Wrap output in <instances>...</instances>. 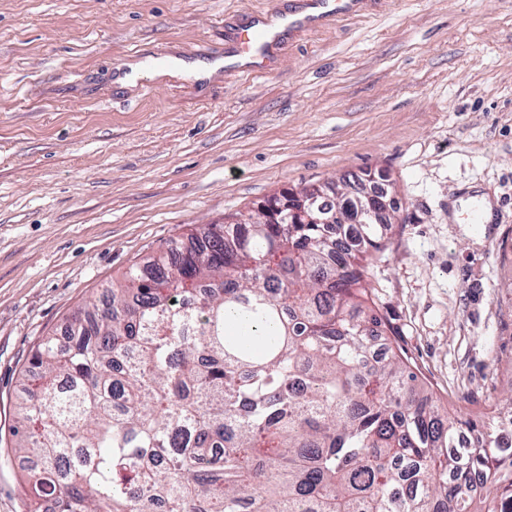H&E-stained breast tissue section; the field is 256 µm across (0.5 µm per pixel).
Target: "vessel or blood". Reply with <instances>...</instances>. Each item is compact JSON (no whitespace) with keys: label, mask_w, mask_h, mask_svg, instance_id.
<instances>
[{"label":"vessel or blood","mask_w":512,"mask_h":512,"mask_svg":"<svg viewBox=\"0 0 512 512\" xmlns=\"http://www.w3.org/2000/svg\"><path fill=\"white\" fill-rule=\"evenodd\" d=\"M361 3L362 0H308L309 14L286 11L276 25L260 17L233 23L226 30L224 65L246 77L268 72L295 33L313 30L324 19L357 12Z\"/></svg>","instance_id":"obj_1"}]
</instances>
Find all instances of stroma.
Returning a JSON list of instances; mask_svg holds the SVG:
<instances>
[{
	"instance_id": "stroma-1",
	"label": "stroma",
	"mask_w": 512,
	"mask_h": 512,
	"mask_svg": "<svg viewBox=\"0 0 512 512\" xmlns=\"http://www.w3.org/2000/svg\"><path fill=\"white\" fill-rule=\"evenodd\" d=\"M298 5L0 0V435L35 345L133 263L368 172L398 205L366 272L385 344L462 418L512 401V0H369L269 73L117 82L160 53L223 58L225 19ZM27 490L0 456V512H26Z\"/></svg>"
}]
</instances>
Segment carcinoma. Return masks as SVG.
Here are the masks:
<instances>
[{"instance_id":"carcinoma-1","label":"carcinoma","mask_w":512,"mask_h":512,"mask_svg":"<svg viewBox=\"0 0 512 512\" xmlns=\"http://www.w3.org/2000/svg\"><path fill=\"white\" fill-rule=\"evenodd\" d=\"M344 223L203 224L43 338L8 453L28 512H512V445L417 385L369 304L391 229L330 185ZM482 477V493L470 483Z\"/></svg>"}]
</instances>
